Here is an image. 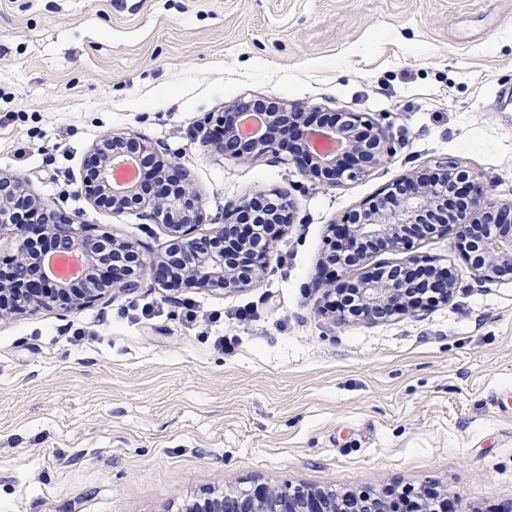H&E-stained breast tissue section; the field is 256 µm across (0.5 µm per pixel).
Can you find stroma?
Wrapping results in <instances>:
<instances>
[{
  "instance_id": "1",
  "label": "stroma",
  "mask_w": 512,
  "mask_h": 512,
  "mask_svg": "<svg viewBox=\"0 0 512 512\" xmlns=\"http://www.w3.org/2000/svg\"><path fill=\"white\" fill-rule=\"evenodd\" d=\"M257 98L364 113L392 153L326 188L286 153L201 147L199 121ZM108 131L185 165L200 233L279 187L297 212L253 287L148 278L0 321V512H184L286 483L512 501V282L475 283L431 235L415 252L456 276L448 303L337 324L317 287L330 224L402 174L460 160L512 200V0H0V172L158 258L163 226L79 191Z\"/></svg>"
}]
</instances>
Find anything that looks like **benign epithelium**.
I'll list each match as a JSON object with an SVG mask.
<instances>
[{
	"instance_id": "benign-epithelium-1",
	"label": "benign epithelium",
	"mask_w": 512,
	"mask_h": 512,
	"mask_svg": "<svg viewBox=\"0 0 512 512\" xmlns=\"http://www.w3.org/2000/svg\"><path fill=\"white\" fill-rule=\"evenodd\" d=\"M258 100L239 102L235 111L224 113L217 124L203 119L202 141L226 156L246 160L248 157L287 152L291 159L305 168L307 176L324 186L336 187L348 179L365 175L380 164L391 152L385 131L371 119L354 112L335 113L325 117L308 112L299 103L277 101L267 111L266 130L258 138L240 132L243 115L260 113ZM318 133L332 140L335 148L324 154L308 149L309 136ZM148 155H162L158 146L125 133L103 135L93 147L92 160L98 162L96 179L85 182V192L93 203L114 214L144 209V217L166 227L170 236L168 250L196 253L194 266L178 280L167 278L166 269L174 268L177 257L166 256L150 264L143 259L138 247L127 240L108 234H95L85 224L59 219L41 226L24 219L10 222L0 218V236L8 235L17 242V254L12 263L0 268V320L10 319L19 312H37L51 304L62 310L80 308L102 299L114 289L134 293L141 288L143 277L149 275L165 288H208L226 290L245 288L262 277L269 265V249L244 258L248 273L238 275L226 263L235 254L236 244L229 242L241 226L244 215L260 201L275 197L280 208L277 223L285 229L294 223L296 202L287 190L273 195L257 193L242 200L224 213V224L210 235L193 236L205 223L201 195L187 180L183 164L167 160L156 169L155 179L167 187L159 194L136 180L120 188L114 179V162L130 158L145 162ZM430 180L425 175L403 176L382 197L349 212L332 224L330 251L325 256L324 277L318 287L329 295H337L335 269L357 268L361 277L353 284L367 312L359 316L364 322H381L394 315L413 314L429 303L411 296L415 288H435L446 302L453 295L457 280L448 268L428 263L412 254L396 265L370 267V253L360 249L363 243L387 251H410L414 236L441 234L454 236L475 279L480 282L512 281V201L498 202L481 185L474 172L460 161H439ZM15 204L19 208L32 206L47 209L44 202L29 193L25 178L0 173V210ZM460 206L456 219L430 221L427 216L441 213L449 205ZM123 250L132 273H110L107 291L90 292L69 304L41 294V289L53 288L66 292L74 283L51 274L48 260L62 253H80L92 263L96 251L106 243ZM392 490L382 494L361 492L358 502L333 491L306 492L300 487L284 486L245 494L235 499H214L195 504L191 512H369L375 499L388 502Z\"/></svg>"
}]
</instances>
